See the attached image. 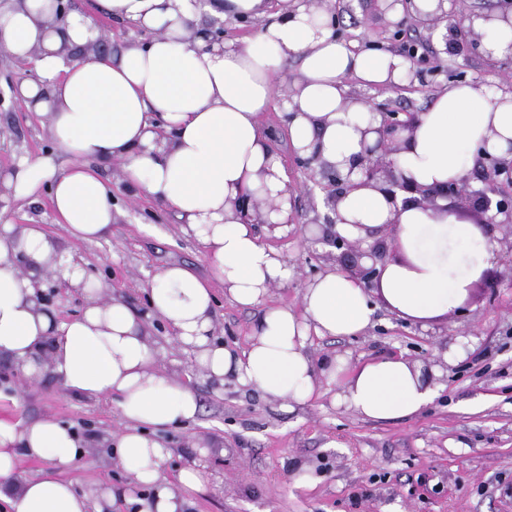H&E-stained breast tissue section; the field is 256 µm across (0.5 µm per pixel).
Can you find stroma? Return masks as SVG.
<instances>
[{"instance_id":"1","label":"stroma","mask_w":512,"mask_h":512,"mask_svg":"<svg viewBox=\"0 0 512 512\" xmlns=\"http://www.w3.org/2000/svg\"><path fill=\"white\" fill-rule=\"evenodd\" d=\"M340 39L355 49L378 41L397 51L407 40L419 53L439 58L444 74L406 90L351 84L358 99L389 103L399 112L425 111L449 84L486 82L512 88V58L491 60L484 53H443L425 28L398 24L380 0H335ZM33 64L0 50V171L25 157L51 159L63 172L69 157L58 148L42 117L13 94L24 80L36 79ZM271 148L281 155L290 177L293 224L274 235L264 225L262 241L287 261L293 277L273 286L263 303L242 307L216 289L214 337L245 350L265 308L299 307L309 279L343 268L339 253L307 237L310 228L328 232L332 216L328 189L315 184L288 145L283 112L262 117ZM112 188L114 222L106 240H72L55 224L48 188L37 199L0 202V219L43 225L73 260L98 277L105 294L123 300L145 317L157 351L156 367L189 385L199 400L195 420L169 427L162 438L173 454L165 474L175 478L188 463L206 467L210 480L190 493L187 512H512V229L486 224L479 211L460 212V221L486 224L498 258L475 286L467 305L447 321L423 328L378 310L359 336L312 337L314 360L344 358L349 365L387 355L437 367L440 393L420 414L396 422H374L341 404L336 384L321 382L308 404L285 409L235 381L217 384L177 344L173 331L151 316L146 289L164 267L180 264L206 275L201 246L187 238L174 212L162 203L135 196L119 162H100ZM0 417L23 424L54 418L89 436L83 457L67 468L69 478L88 487L105 483L130 489L132 502L112 512H138L146 489L134 487L120 466L113 443L122 429L115 406L64 390L50 373L30 377L0 357Z\"/></svg>"}]
</instances>
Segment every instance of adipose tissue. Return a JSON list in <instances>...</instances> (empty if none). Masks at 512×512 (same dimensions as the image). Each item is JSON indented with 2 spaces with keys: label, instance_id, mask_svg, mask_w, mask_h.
<instances>
[{
  "label": "adipose tissue",
  "instance_id": "obj_1",
  "mask_svg": "<svg viewBox=\"0 0 512 512\" xmlns=\"http://www.w3.org/2000/svg\"><path fill=\"white\" fill-rule=\"evenodd\" d=\"M112 20L151 32L145 43L81 57L97 40L92 15L54 21L55 0H14L0 7V49L33 62L39 81L16 88L27 108L47 117L53 141L72 159L63 173L49 160L21 159L0 177V190L36 196L48 187L58 224L75 240L94 242L112 230V192L93 160L121 162L138 195L172 208L182 231L205 249L209 278L184 265L163 268L148 293L153 314L217 383L232 379L289 406L312 400L320 377L338 381L340 400L374 422L410 418L439 394L433 372L402 356L346 367L339 358L315 362L310 336H356L377 307L402 321L431 326L460 309L497 255L487 229L457 220L452 209L389 203L374 186H354L336 204L335 231L391 251L373 289L332 268L303 290L300 308L276 306L262 315L249 346L215 343L214 286L235 303L254 306L292 271L263 243L255 222L287 224L288 172L267 143L262 117L282 81L288 134L301 157L348 173L382 124L349 80L365 87L404 84L412 64L379 49H355L336 37L328 0H95ZM220 19H253L260 28L236 41L188 42L199 11ZM482 33L486 56L512 54V20L501 13L467 20ZM297 62L286 79L284 67ZM512 155V92L474 82L449 85L400 136L396 168L424 187L466 177L480 152ZM262 200L244 216L243 197ZM57 271L85 295L80 315L58 319L41 298L40 274ZM102 285L77 263L63 262L41 225H0V355L23 372L46 368L66 390L114 400L124 422L115 452L138 486L151 492L139 512H182L185 495L204 489L209 474L190 463L176 481L164 476L172 450L160 429L194 420L199 402L187 385L160 375L147 324L119 299H100ZM84 453L83 439L52 419H0V501L12 512H110L108 486L78 488L64 474ZM51 469L20 477V457Z\"/></svg>",
  "mask_w": 512,
  "mask_h": 512
}]
</instances>
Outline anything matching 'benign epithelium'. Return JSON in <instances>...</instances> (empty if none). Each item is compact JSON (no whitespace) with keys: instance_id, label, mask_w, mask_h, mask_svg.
<instances>
[{"instance_id":"1","label":"benign epithelium","mask_w":512,"mask_h":512,"mask_svg":"<svg viewBox=\"0 0 512 512\" xmlns=\"http://www.w3.org/2000/svg\"><path fill=\"white\" fill-rule=\"evenodd\" d=\"M467 15L464 10H459L458 15H448L436 17H415L416 24L424 27L430 32L435 31L442 22H447L445 41L452 45L459 42V35ZM204 35L211 42H221L224 40V22L219 19L212 20L210 27L200 31L192 30L189 41H194L198 35ZM412 63L415 73L423 76L426 73L436 75L443 71L439 64L430 66L428 69H422L425 59L417 55L416 52H404ZM414 117L409 115L407 118H400L398 112L383 113V122L378 129L379 139L375 146L366 149L365 155L361 156L357 168L361 175V184L368 185L375 183L376 187L382 191L391 201L397 200L398 192L411 194L409 201L422 207L431 208L436 206L439 198L449 200V207L466 208L472 207L486 214L492 210L498 214H504L508 217V226L512 229V205L502 200H493L492 195L504 193V187L512 185V161H504L485 156L482 158L484 169L486 170L484 182L485 187L480 190L471 188L469 179L463 178L457 182H450L448 185L436 189L425 188L414 181L403 177L396 172L395 163L392 155L399 151L398 133L409 128ZM301 164L308 172L309 178L315 179L321 176L328 179L335 191L329 195L328 201L331 206H336L341 195L347 188L354 186L351 175L343 176L340 172L319 161V157L312 155L308 158L299 159ZM322 241L337 250L343 251V254L354 253V259L351 265L347 267L352 275L357 277L365 287H373L378 277L377 265L383 262L387 256V246L384 242H377L367 250L359 249V243L351 242L336 233H329Z\"/></svg>"}]
</instances>
